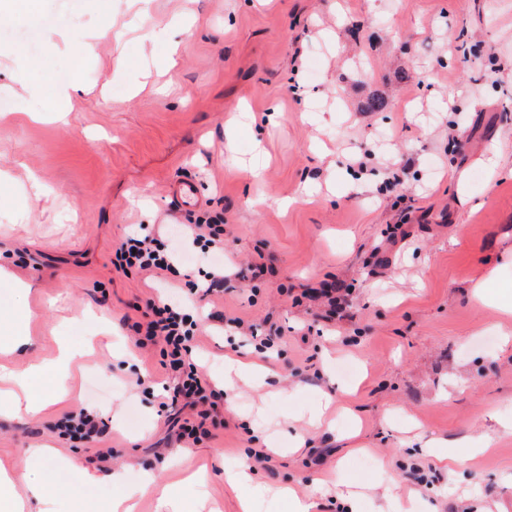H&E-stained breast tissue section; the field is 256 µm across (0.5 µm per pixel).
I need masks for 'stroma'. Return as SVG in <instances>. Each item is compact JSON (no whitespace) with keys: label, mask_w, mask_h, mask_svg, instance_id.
Instances as JSON below:
<instances>
[{"label":"stroma","mask_w":512,"mask_h":512,"mask_svg":"<svg viewBox=\"0 0 512 512\" xmlns=\"http://www.w3.org/2000/svg\"><path fill=\"white\" fill-rule=\"evenodd\" d=\"M102 27L110 39L85 43ZM0 28L41 34L38 52L0 55V253L33 285H0V317L32 313L30 345L0 365L52 358L60 336L93 345L72 368L76 400L0 421V464L51 444L61 512L118 494L85 485L87 467L124 469L129 486L151 474L137 512H167L169 485L186 512H240L224 472L244 464L312 512H339L340 482L362 512L398 495L408 512H512V314L471 298L485 282L512 301V0H23ZM61 70L82 87L68 124L30 120ZM185 176L198 202L179 209L168 186ZM208 211L224 214L223 256L170 282L224 268L223 291L195 300L192 358L227 395L183 448L193 411L160 409V348L132 328L155 280L112 259L133 225ZM339 281L340 315L304 296ZM230 317L252 334L229 336ZM228 352L263 363L264 386L225 379ZM327 396V424L310 425ZM82 406L106 424L90 443L56 428Z\"/></svg>","instance_id":"1"}]
</instances>
